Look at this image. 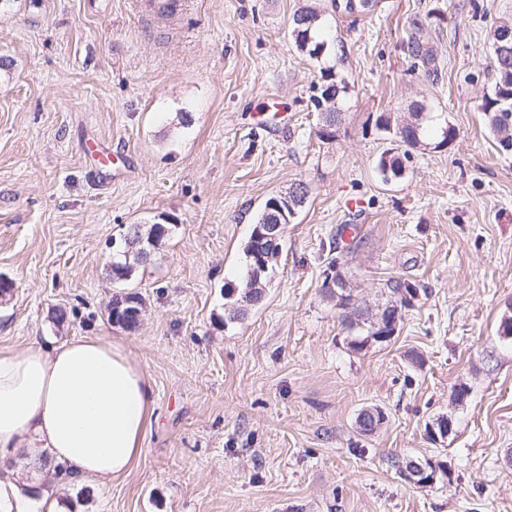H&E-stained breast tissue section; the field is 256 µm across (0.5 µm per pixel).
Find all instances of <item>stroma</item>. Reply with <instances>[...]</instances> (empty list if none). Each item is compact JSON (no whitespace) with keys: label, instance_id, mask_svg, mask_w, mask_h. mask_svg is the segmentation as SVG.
Masks as SVG:
<instances>
[{"label":"stroma","instance_id":"35a3bbf8","mask_svg":"<svg viewBox=\"0 0 512 512\" xmlns=\"http://www.w3.org/2000/svg\"><path fill=\"white\" fill-rule=\"evenodd\" d=\"M314 6L329 50L300 52L292 16ZM0 0V349L109 336L153 388L143 451L102 484L0 466V486L60 512H512V151L479 105L494 80L490 26L512 0ZM430 17L415 31L413 21ZM432 47L437 78L409 48ZM345 87L321 97L322 71ZM423 108L403 177L379 116ZM338 115L332 140L322 113ZM455 139L440 146L441 129ZM111 147L100 166L87 143ZM305 182L259 304L228 322L226 289L267 197ZM165 218L132 280L113 282L111 241ZM377 312L389 281L410 303L394 335L350 347L324 288ZM139 293V325L113 295ZM66 309L64 324L53 312ZM366 409L384 419L370 433ZM451 417L434 441L429 428ZM430 458L447 481L413 483ZM144 301L138 293L127 292L112 300V316L109 311V320L112 324L126 329L137 325V314L142 312Z\"/></svg>","mask_w":512,"mask_h":512}]
</instances>
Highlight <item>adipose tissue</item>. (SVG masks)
I'll list each match as a JSON object with an SVG mask.
<instances>
[{"label":"adipose tissue","instance_id":"ef3b65f1","mask_svg":"<svg viewBox=\"0 0 512 512\" xmlns=\"http://www.w3.org/2000/svg\"><path fill=\"white\" fill-rule=\"evenodd\" d=\"M152 403L145 373L109 337L0 350V462L119 479L142 452Z\"/></svg>","mask_w":512,"mask_h":512}]
</instances>
